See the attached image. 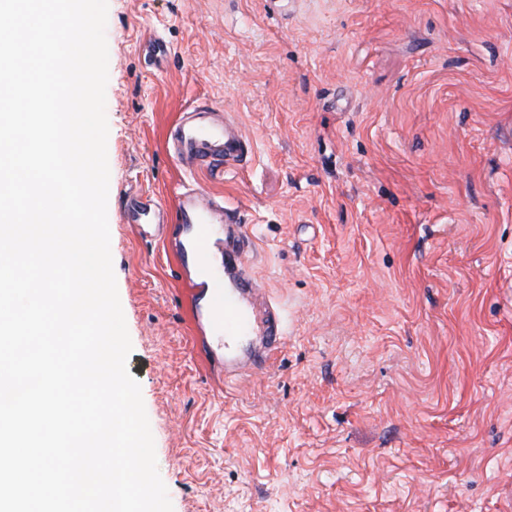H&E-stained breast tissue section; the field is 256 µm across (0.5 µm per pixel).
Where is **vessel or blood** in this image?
<instances>
[{
  "label": "vessel or blood",
  "mask_w": 512,
  "mask_h": 512,
  "mask_svg": "<svg viewBox=\"0 0 512 512\" xmlns=\"http://www.w3.org/2000/svg\"><path fill=\"white\" fill-rule=\"evenodd\" d=\"M168 141L176 158L190 169H215L243 158V134L226 123L222 108L197 105L186 109L171 127ZM167 212L151 198L136 199L127 220L139 234L163 231ZM224 202L204 189L184 188L177 196L176 216L182 228L175 242L181 267L193 269L208 291L207 323L215 339L214 358L223 360L226 373L250 374L266 366L285 342L274 314L257 317L251 306L264 292L246 270L248 240L242 230L225 231ZM260 331L261 346L252 358L232 355L234 344L246 334Z\"/></svg>",
  "instance_id": "vessel-or-blood-1"
}]
</instances>
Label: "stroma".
<instances>
[{"label":"stroma","mask_w":512,"mask_h":512,"mask_svg":"<svg viewBox=\"0 0 512 512\" xmlns=\"http://www.w3.org/2000/svg\"><path fill=\"white\" fill-rule=\"evenodd\" d=\"M106 38L113 269L173 512H512V0H108ZM210 103L248 155L183 170L167 129ZM184 185L246 225L281 318L243 380L172 234L123 220Z\"/></svg>","instance_id":"1"}]
</instances>
